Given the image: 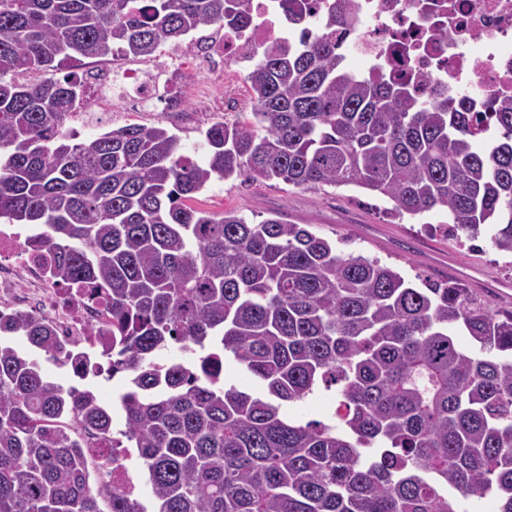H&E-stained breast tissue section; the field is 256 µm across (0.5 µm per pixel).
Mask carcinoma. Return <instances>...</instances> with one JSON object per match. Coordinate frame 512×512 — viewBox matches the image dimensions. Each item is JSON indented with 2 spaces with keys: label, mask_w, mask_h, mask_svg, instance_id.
Returning <instances> with one entry per match:
<instances>
[{
  "label": "carcinoma",
  "mask_w": 512,
  "mask_h": 512,
  "mask_svg": "<svg viewBox=\"0 0 512 512\" xmlns=\"http://www.w3.org/2000/svg\"><path fill=\"white\" fill-rule=\"evenodd\" d=\"M229 21L243 0H0V220L41 228L63 283L103 294L87 357L17 312L20 336L76 374L126 378L124 428L90 389L65 388L0 339V512H142L88 459L87 436L135 448L153 512H512V310L456 282L408 283L280 215L190 205L212 180L355 186L402 219L448 213L453 238L512 252V100L495 112L407 80L353 79L336 30L270 50L247 75L256 122H213L208 162L157 123L78 139V57L159 47ZM502 139L486 141L487 125ZM464 326L481 355L461 348ZM172 343L188 355L159 361ZM264 395L226 384L225 356ZM335 389L336 423L285 406Z\"/></svg>",
  "instance_id": "1"
}]
</instances>
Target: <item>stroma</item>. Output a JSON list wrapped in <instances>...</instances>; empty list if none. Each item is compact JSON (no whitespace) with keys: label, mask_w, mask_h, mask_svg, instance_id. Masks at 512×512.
Returning <instances> with one entry per match:
<instances>
[{"label":"stroma","mask_w":512,"mask_h":512,"mask_svg":"<svg viewBox=\"0 0 512 512\" xmlns=\"http://www.w3.org/2000/svg\"><path fill=\"white\" fill-rule=\"evenodd\" d=\"M190 82L197 91L183 95L178 108L158 102L150 112H109L94 103L88 111L77 113L76 127L87 138L128 124L160 121L179 138L185 155L206 164V128L215 121L250 119L251 105L246 84L229 93L204 71L195 73ZM195 204L213 212L237 210L253 224L271 213H282L288 222L310 225L338 249L379 259L411 281L419 277L432 282L451 280L491 301L499 300L503 285L512 286V253L491 246L490 230H482L470 251L445 233V212L400 220L390 215L388 200L356 187L299 189L240 177L214 181L197 194Z\"/></svg>","instance_id":"stroma-1"}]
</instances>
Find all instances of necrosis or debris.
I'll use <instances>...</instances> for the list:
<instances>
[{
  "instance_id": "1",
  "label": "necrosis or debris",
  "mask_w": 512,
  "mask_h": 512,
  "mask_svg": "<svg viewBox=\"0 0 512 512\" xmlns=\"http://www.w3.org/2000/svg\"><path fill=\"white\" fill-rule=\"evenodd\" d=\"M303 10L289 15L283 0H248L254 23L241 30L220 29L216 48L197 46L167 51L177 70L202 68L221 76L225 86L245 78L247 56L270 47L296 43L303 32L326 30L332 0H300ZM353 21L341 43L344 57L362 62L361 74L406 72L419 77V91L428 98L439 92L469 97L476 104L512 99V0H346ZM143 68L100 69L101 85L122 79L135 85L136 95L113 103L116 112L144 111L151 86ZM25 311L56 327L75 353H87L91 329L101 327L99 304L81 290H62L45 252L31 231L0 226V315ZM88 455L108 462L109 482L130 496H139V473L123 449H108L91 437Z\"/></svg>"
}]
</instances>
